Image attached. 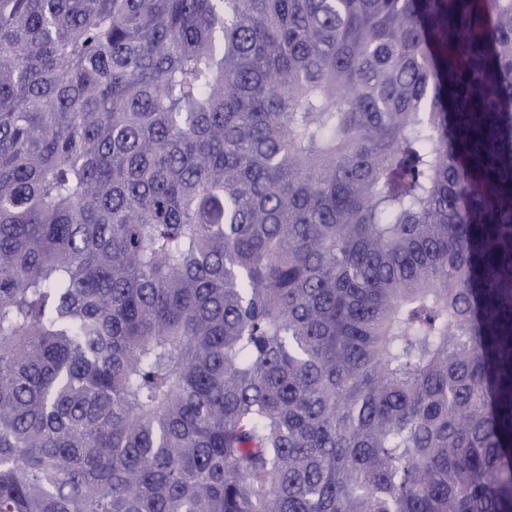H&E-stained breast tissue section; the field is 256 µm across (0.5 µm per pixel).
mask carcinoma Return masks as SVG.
<instances>
[{
    "mask_svg": "<svg viewBox=\"0 0 512 512\" xmlns=\"http://www.w3.org/2000/svg\"><path fill=\"white\" fill-rule=\"evenodd\" d=\"M0 512H512V0H0Z\"/></svg>",
    "mask_w": 512,
    "mask_h": 512,
    "instance_id": "1",
    "label": "carcinoma"
}]
</instances>
